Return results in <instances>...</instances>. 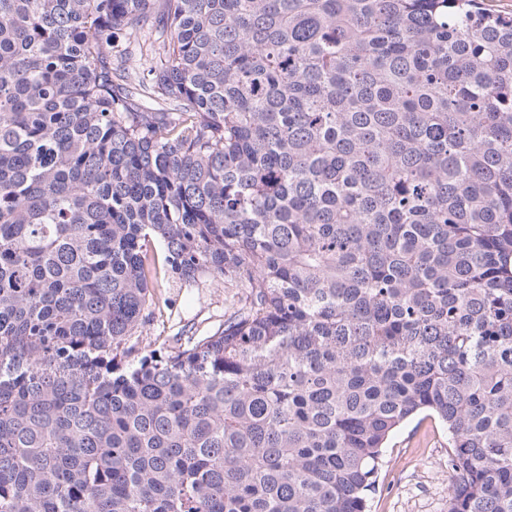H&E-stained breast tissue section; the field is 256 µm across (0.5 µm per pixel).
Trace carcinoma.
<instances>
[{
	"instance_id": "obj_1",
	"label": "carcinoma",
	"mask_w": 512,
	"mask_h": 512,
	"mask_svg": "<svg viewBox=\"0 0 512 512\" xmlns=\"http://www.w3.org/2000/svg\"><path fill=\"white\" fill-rule=\"evenodd\" d=\"M422 412L512 512V16L0 0V512H369ZM239 288H224V280L209 281L200 288H180L167 281L159 288V307L153 320L141 326L130 339L138 356L173 345L174 336H186L215 329L224 323V311ZM166 302V304H165ZM160 308L161 312L158 310Z\"/></svg>"
}]
</instances>
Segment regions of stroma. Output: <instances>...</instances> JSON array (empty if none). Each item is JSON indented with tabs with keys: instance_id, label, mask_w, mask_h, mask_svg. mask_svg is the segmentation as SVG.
<instances>
[{
	"instance_id": "stroma-1",
	"label": "stroma",
	"mask_w": 512,
	"mask_h": 512,
	"mask_svg": "<svg viewBox=\"0 0 512 512\" xmlns=\"http://www.w3.org/2000/svg\"><path fill=\"white\" fill-rule=\"evenodd\" d=\"M233 294L219 279L197 288L166 282L158 291L159 311L130 343L143 355L168 348L174 337L215 329L223 323ZM451 485L448 430L438 419L421 414L391 436L370 512H448Z\"/></svg>"
}]
</instances>
